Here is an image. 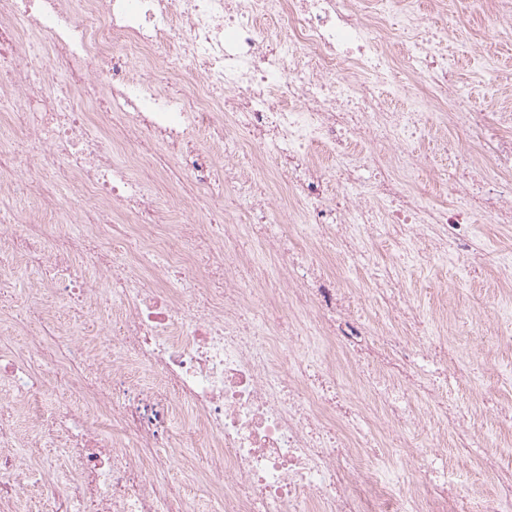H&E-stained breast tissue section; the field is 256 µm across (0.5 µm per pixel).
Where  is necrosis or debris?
Listing matches in <instances>:
<instances>
[{
	"mask_svg": "<svg viewBox=\"0 0 512 512\" xmlns=\"http://www.w3.org/2000/svg\"><path fill=\"white\" fill-rule=\"evenodd\" d=\"M401 15L390 27L381 0H0V288L20 255L71 305L121 298L92 353L48 308L32 349L0 336V512H23L33 484L42 512H190L175 459L219 512H512V473L465 498L446 433L417 443V400L448 414L446 326L356 245L395 236L412 263L424 241L512 282V251L476 232L512 223V115L490 109L512 89L466 92L446 33L410 0ZM408 84L468 143L439 172L444 204L407 186L432 164L409 147L423 108L386 104ZM19 194L28 215L4 227ZM190 202L204 219H182ZM359 264L383 299L374 327L354 318ZM186 422L206 461L183 452ZM42 437L62 457L19 477L18 449Z\"/></svg>",
	"mask_w": 512,
	"mask_h": 512,
	"instance_id": "1",
	"label": "necrosis or debris"
}]
</instances>
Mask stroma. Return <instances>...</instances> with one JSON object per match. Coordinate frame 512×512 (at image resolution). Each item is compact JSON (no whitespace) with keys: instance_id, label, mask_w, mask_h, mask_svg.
I'll list each match as a JSON object with an SVG mask.
<instances>
[{"instance_id":"1","label":"stroma","mask_w":512,"mask_h":512,"mask_svg":"<svg viewBox=\"0 0 512 512\" xmlns=\"http://www.w3.org/2000/svg\"><path fill=\"white\" fill-rule=\"evenodd\" d=\"M430 0H415L417 11L430 23L452 26L454 13H470L467 31L452 34L450 46L470 45V52L458 53L456 78L470 93L484 89L487 76H495L505 86H512V38L502 37L496 19L502 13L499 0H486L483 11L470 10V0H450V12L444 16L430 13ZM418 154H427L435 167L446 165L447 156L435 145L434 134H426L410 143ZM434 167V169H435ZM434 169L416 172L411 181L419 192L437 202L448 200ZM405 287L412 291L413 310L422 318L447 321L453 334L448 344V359L466 375V382L456 389L449 415L458 407L470 414L467 433L471 442L496 451L498 470L512 472V420L498 416V407H512V348L501 343L500 313L512 311V291L502 282L495 267L466 272L461 265L434 262L409 265L402 270ZM470 310L469 324H461L459 307Z\"/></svg>"}]
</instances>
